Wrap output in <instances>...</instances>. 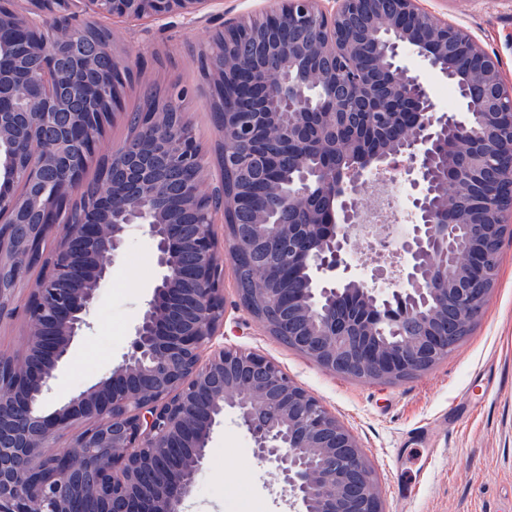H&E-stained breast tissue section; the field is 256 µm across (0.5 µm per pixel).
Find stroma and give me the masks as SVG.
Instances as JSON below:
<instances>
[{"label": "stroma", "instance_id": "35a3bbf8", "mask_svg": "<svg viewBox=\"0 0 512 512\" xmlns=\"http://www.w3.org/2000/svg\"><path fill=\"white\" fill-rule=\"evenodd\" d=\"M438 19L469 33L499 60L512 89V0H419ZM273 0H210L198 14L163 20L108 19L119 53L137 58L116 120L100 149L125 140L128 113L145 85L187 91L184 111L211 159L206 185H218L219 137L209 112L211 88L198 51L225 21L272 9ZM160 276L154 245L131 231L98 291L91 328L75 339L48 401L58 407L94 385L129 351L141 309ZM217 343L273 361L320 400L356 437L383 512H512V235L500 249L498 275L471 333L431 369L396 383L340 376L266 333L238 307L232 259L224 261V326ZM285 512L273 471L253 453L232 415L215 427L187 512Z\"/></svg>", "mask_w": 512, "mask_h": 512}]
</instances>
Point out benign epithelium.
Returning a JSON list of instances; mask_svg holds the SVG:
<instances>
[{"instance_id":"benign-epithelium-1","label":"benign epithelium","mask_w":512,"mask_h":512,"mask_svg":"<svg viewBox=\"0 0 512 512\" xmlns=\"http://www.w3.org/2000/svg\"><path fill=\"white\" fill-rule=\"evenodd\" d=\"M207 2L26 0L19 11L0 0V49L9 43L39 58L20 83L0 58V322L20 312L30 328L22 353L0 354V512H86L73 508L78 489L103 512H183L226 410L277 472L290 512H382L357 439L317 398L265 357L213 346L224 324V265L210 225L218 215L231 224L246 198L203 191L206 156L188 121L173 129L164 113L145 112L150 151L131 156L124 140L97 156L134 75L110 41L94 51L112 59V71L98 74L97 108L80 119L61 111V97L87 95L85 57L75 45L100 18L188 16ZM333 2L329 9L324 0H278L255 15L256 29L247 17L224 25V64L204 70L213 98L230 85L244 98L243 106L224 108L217 125L224 169L259 173L258 184L273 195L253 234L227 232L225 252L277 256L256 289L276 308V320L242 297L238 303L267 333L288 337L328 372L394 383L444 358L449 338L467 336L491 292L486 272L512 206L500 204L485 162L512 142V94L497 58L417 0ZM401 49L456 84L463 112L436 111L420 77L401 63ZM362 89L368 100L409 101L410 135L367 158H300L297 178L282 181L269 143L303 145L307 115L326 105L325 130L348 125L351 96ZM451 134L475 142L477 153L463 160L448 153ZM22 142L21 166L15 152ZM51 158L64 165L66 202L81 206L77 223H58L56 194L37 201L41 223H17L22 194L44 183ZM104 160L133 190L113 182L85 202L86 171ZM381 168L400 171L415 191L400 287L392 291L349 277L351 224ZM169 180L203 217L190 238L156 207V187ZM134 227L153 241L161 276L130 351L48 412L57 371L91 327L98 289ZM37 249L49 264L30 289ZM71 429L70 449L52 450Z\"/></svg>"}]
</instances>
